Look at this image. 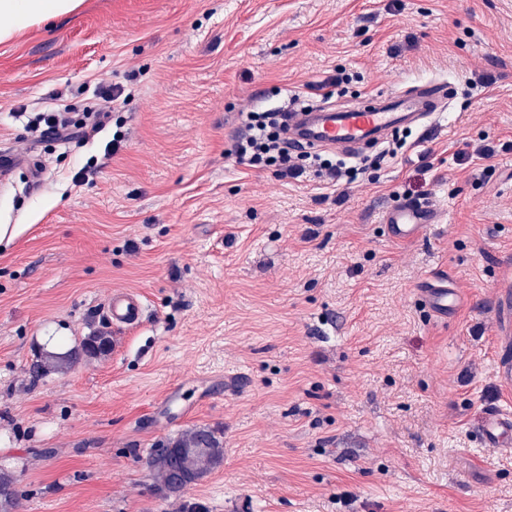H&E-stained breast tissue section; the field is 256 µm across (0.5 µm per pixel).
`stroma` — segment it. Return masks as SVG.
Segmentation results:
<instances>
[{
    "instance_id": "35a3bbf8",
    "label": "stroma",
    "mask_w": 512,
    "mask_h": 512,
    "mask_svg": "<svg viewBox=\"0 0 512 512\" xmlns=\"http://www.w3.org/2000/svg\"><path fill=\"white\" fill-rule=\"evenodd\" d=\"M346 69L358 102L449 81L398 157L332 186L237 163L239 114ZM134 97L88 141L29 142L15 112L99 84ZM127 142L104 149L116 130ZM512 0H82L0 42V471L12 512H512V410L491 303L512 289ZM42 168L31 188L28 159ZM96 159L102 170L73 182ZM447 212L388 240L405 192ZM459 294L448 320L422 281ZM142 294L110 325L112 289ZM114 346L41 378L30 366L99 328ZM207 427L222 459L171 493L148 461ZM112 325L138 327L143 323L146 306L140 296L128 290H113L107 299ZM483 444L489 448L509 446L512 443V413L491 409L485 412L481 421Z\"/></svg>"
}]
</instances>
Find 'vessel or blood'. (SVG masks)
<instances>
[{
  "label": "vessel or blood",
  "instance_id": "vessel-or-blood-1",
  "mask_svg": "<svg viewBox=\"0 0 512 512\" xmlns=\"http://www.w3.org/2000/svg\"><path fill=\"white\" fill-rule=\"evenodd\" d=\"M452 95L444 82L403 88L366 100L348 109H327L295 115L290 126L292 140L302 148L328 147L352 152L379 140L394 128L415 125L440 111ZM441 210L431 200L406 199L388 206L382 222L392 240H411L428 225L439 223ZM423 304L438 318L445 319L456 309L457 292L438 280L425 282L420 289ZM107 312L113 324L140 326L146 306L140 296L128 290H115L107 299ZM483 444L498 448L512 444V413L491 409L481 421Z\"/></svg>",
  "mask_w": 512,
  "mask_h": 512
}]
</instances>
